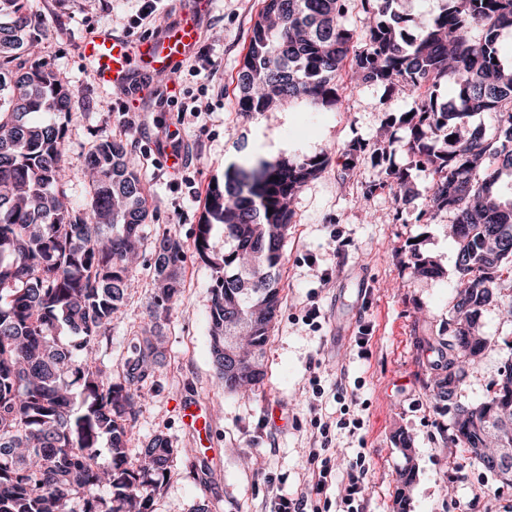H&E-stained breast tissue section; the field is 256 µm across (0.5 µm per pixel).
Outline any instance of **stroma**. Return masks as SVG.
Instances as JSON below:
<instances>
[{
    "label": "stroma",
    "instance_id": "obj_1",
    "mask_svg": "<svg viewBox=\"0 0 512 512\" xmlns=\"http://www.w3.org/2000/svg\"><path fill=\"white\" fill-rule=\"evenodd\" d=\"M61 16L58 32L40 55L64 72L75 91L76 112L68 126L65 161L69 193L83 199L85 154L94 140H127L152 186L155 223L184 242L203 210L207 189L224 168L248 149L264 158L327 154L324 171L293 200L292 224L282 269V304L265 351L267 378L258 389L227 393L219 388L209 338L210 288L214 273L195 257L185 263L182 299L168 324L166 361L145 392L146 401L128 444L137 453L153 435L164 434L178 453L170 476L153 501V512H268L267 478L281 494H307L318 512H338L336 496L316 493L320 460L310 449H326L346 469L364 456L371 469L364 512H396L398 473L412 467L406 512H512V486L451 454L450 416L430 397L429 359L422 338L438 335L450 317L458 285L451 217L440 211L419 220L425 209L427 172L412 174L413 191L396 199L377 191L359 208L357 198L377 170L366 143L375 140L387 112L404 110L405 96L383 88L347 87L339 109L311 111L303 101L284 103L264 116L244 120L237 111L235 77L260 0H213L204 40L207 56L192 55L173 85L149 80L130 97L101 87L82 59L86 35L115 30L132 37L150 34L159 21L174 20L179 0H162L154 21L131 24L138 0H45ZM208 102L199 116L186 107ZM348 179H341L344 165ZM431 257L444 274L415 277L410 249ZM140 286L112 319L104 365L119 369L127 342L141 327L152 270L138 271ZM488 340L468 367L457 391L464 405L483 401L512 355V316L500 301L479 318ZM366 344H359V337ZM209 408L205 434L189 429L181 407ZM361 420L353 428L352 420ZM411 441L402 453L399 437ZM197 451L189 473L180 451Z\"/></svg>",
    "mask_w": 512,
    "mask_h": 512
}]
</instances>
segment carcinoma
<instances>
[{"label": "carcinoma", "mask_w": 512, "mask_h": 512, "mask_svg": "<svg viewBox=\"0 0 512 512\" xmlns=\"http://www.w3.org/2000/svg\"><path fill=\"white\" fill-rule=\"evenodd\" d=\"M350 0H264L238 71L236 102L246 118L278 101L306 100L317 111L341 100L338 79L410 93L399 117L409 165L390 163L393 140L371 145L385 188L405 197L412 170L429 174L427 209L453 214L460 279L451 311L470 313L504 283L512 285V198L498 182L512 177V59L500 37L512 32V0H444L441 12L409 34L395 0H359L364 36L342 23ZM55 26L30 0H0V512H153L177 449L158 434L131 458L127 445L145 395L164 359L159 338L181 300L186 245L155 230L153 292L140 333L114 374L100 361L112 316L135 288L149 223V185L128 143L101 136L86 156L84 199L68 193L65 142L74 89L40 57ZM481 30L472 39L471 32ZM454 97L441 103L438 89ZM494 114L496 143L485 129L456 132L472 114ZM328 162L321 156L247 155L208 188L192 252L215 273L210 289V348L227 392L266 377L264 351L281 308V271L292 223L289 200ZM224 235V250L213 245ZM412 274L443 275L429 256L411 253ZM488 340L471 317L451 316L448 335L422 341L436 353L430 395L448 400L453 367L471 364ZM458 455L497 477L502 465L476 449L501 435L512 446V359L486 399L452 417ZM111 456L98 464L102 444Z\"/></svg>", "instance_id": "cac0c4a2"}]
</instances>
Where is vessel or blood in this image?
Instances as JSON below:
<instances>
[{
    "label": "vessel or blood",
    "instance_id": "1",
    "mask_svg": "<svg viewBox=\"0 0 512 512\" xmlns=\"http://www.w3.org/2000/svg\"><path fill=\"white\" fill-rule=\"evenodd\" d=\"M210 14L209 0H183L175 21L160 24L143 38L103 31L87 36L81 52L98 84L117 94L143 88L160 71L177 73L196 51Z\"/></svg>",
    "mask_w": 512,
    "mask_h": 512
}]
</instances>
